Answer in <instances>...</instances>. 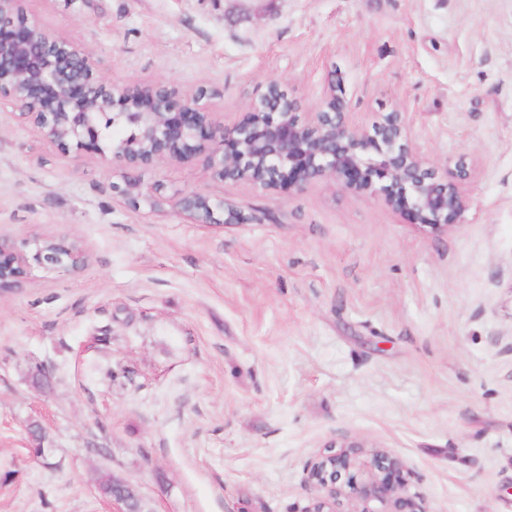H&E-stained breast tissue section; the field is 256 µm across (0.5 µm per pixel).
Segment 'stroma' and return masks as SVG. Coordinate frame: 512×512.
Here are the masks:
<instances>
[{"mask_svg":"<svg viewBox=\"0 0 512 512\" xmlns=\"http://www.w3.org/2000/svg\"><path fill=\"white\" fill-rule=\"evenodd\" d=\"M100 75L203 90L239 121L268 81L303 111L403 112L422 154L473 166L435 233L320 179L265 191L203 160L149 170L62 149L0 99V238L64 237L0 294V512H305L331 442L401 462L425 512H512V0H29ZM162 183V202L118 189ZM200 191L247 216L194 224ZM52 387L33 383L35 370ZM38 423L49 464L29 457ZM97 484L103 497L120 499L127 512H141L138 495L130 485L118 480L111 473H102L97 479Z\"/></svg>","mask_w":512,"mask_h":512,"instance_id":"obj_1","label":"stroma"}]
</instances>
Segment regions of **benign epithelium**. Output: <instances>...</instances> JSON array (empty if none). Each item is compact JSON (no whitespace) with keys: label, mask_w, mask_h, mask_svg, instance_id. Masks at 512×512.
Masks as SVG:
<instances>
[{"label":"benign epithelium","mask_w":512,"mask_h":512,"mask_svg":"<svg viewBox=\"0 0 512 512\" xmlns=\"http://www.w3.org/2000/svg\"><path fill=\"white\" fill-rule=\"evenodd\" d=\"M26 4L0 0V99L12 101L55 142L100 154L103 129L122 120L131 134L111 145L118 164L150 168L202 156L221 181L273 190L331 179L355 193L381 194L389 206L408 210L416 223L436 232L465 223L471 208L467 163L440 171L420 153L401 112H387L363 129L333 95L302 117L299 101L271 80L244 119L226 127L202 103V93L101 76L88 54L48 33ZM176 205L193 224L247 221L224 199L203 192L182 195ZM31 258L72 272L87 261L80 245L64 239H0V292L21 286ZM362 447L357 441L326 446L308 472L320 495L305 512H425L400 494V460L383 450L366 455Z\"/></svg>","instance_id":"1"}]
</instances>
